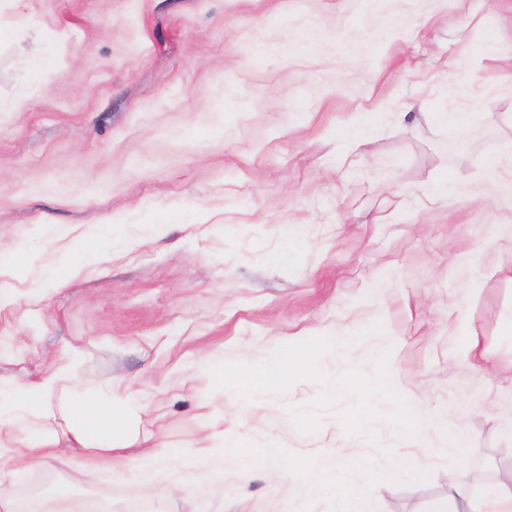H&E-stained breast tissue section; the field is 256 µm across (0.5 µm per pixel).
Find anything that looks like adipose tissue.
<instances>
[{
    "instance_id": "adipose-tissue-1",
    "label": "adipose tissue",
    "mask_w": 512,
    "mask_h": 512,
    "mask_svg": "<svg viewBox=\"0 0 512 512\" xmlns=\"http://www.w3.org/2000/svg\"><path fill=\"white\" fill-rule=\"evenodd\" d=\"M366 358L369 369L338 371L332 377L326 391L333 398L346 389L356 388L364 393L377 396L387 417H395L399 412V399L404 387L390 374L376 371L381 360L377 350L368 351ZM65 402L71 407V418L78 430L98 435H112L125 421L139 410L132 395L122 397L120 403H113L103 395L86 397L77 389V374L72 364H64L37 381L0 379V438L19 429L49 425L54 419L56 404ZM279 449L269 444L261 461L241 455L233 444H226L222 455H213L209 449H196L190 466L196 477L215 467L232 465L241 474H250L256 464L276 475H284L279 464ZM303 488L314 489L328 496L342 498L344 512H370L369 498L359 489L344 483L341 472L335 465L326 462L313 463L306 472Z\"/></svg>"
}]
</instances>
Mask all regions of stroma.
<instances>
[{"mask_svg":"<svg viewBox=\"0 0 512 512\" xmlns=\"http://www.w3.org/2000/svg\"><path fill=\"white\" fill-rule=\"evenodd\" d=\"M35 28L17 29L18 19ZM0 377L62 356L80 390L136 392L115 438L75 440L67 406L16 432L61 458L0 479L31 512H338L292 491L334 458L373 512H479L512 474V14L496 0H21L0 13ZM43 60L40 69L27 67ZM418 114L398 123L405 103ZM361 122L364 143L348 150ZM383 350L410 397L356 433L354 396L327 401L330 334ZM317 369L258 382L275 353ZM252 384L253 402L233 399ZM431 417L426 436L405 428ZM464 430L468 445L452 447ZM288 480L232 466L214 489H173L194 448L225 437ZM169 449L149 479L122 461L75 483L89 448ZM351 449L369 469L343 456ZM418 475L395 476V457ZM467 473L464 496L448 477Z\"/></svg>","mask_w":512,"mask_h":512,"instance_id":"stroma-1","label":"stroma"}]
</instances>
